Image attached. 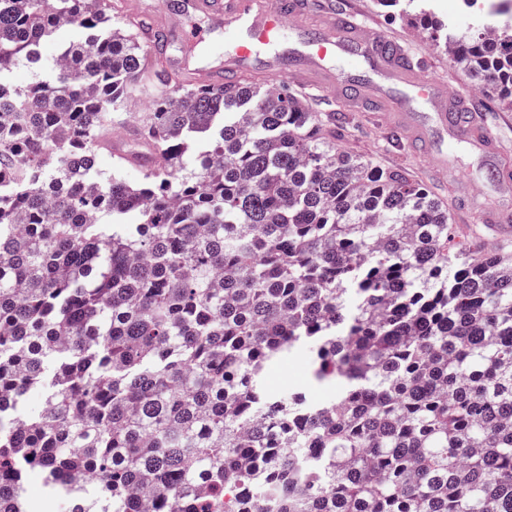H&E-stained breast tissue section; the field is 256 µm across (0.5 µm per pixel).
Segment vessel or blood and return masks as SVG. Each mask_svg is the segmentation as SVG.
Returning a JSON list of instances; mask_svg holds the SVG:
<instances>
[{"mask_svg":"<svg viewBox=\"0 0 512 512\" xmlns=\"http://www.w3.org/2000/svg\"><path fill=\"white\" fill-rule=\"evenodd\" d=\"M204 14L201 40L224 36V63L204 67L189 58L168 66L186 82L218 89L246 70L285 76L336 96L371 94L389 109L393 127L420 141V157L441 166L452 143L491 147V134L465 118L464 93L449 91L427 72L405 65V49L385 33L331 12L311 13L304 0H185L182 15L156 17L148 41L182 28V16ZM499 174L503 203L484 215L498 236L512 235V159L489 156Z\"/></svg>","mask_w":512,"mask_h":512,"instance_id":"b4317fda","label":"vessel or blood"}]
</instances>
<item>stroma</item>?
Wrapping results in <instances>:
<instances>
[{
	"mask_svg": "<svg viewBox=\"0 0 512 512\" xmlns=\"http://www.w3.org/2000/svg\"><path fill=\"white\" fill-rule=\"evenodd\" d=\"M361 19L369 27L383 30L399 42L411 56L419 59L428 73L448 86L464 89L472 107L476 108V123L488 129L496 146L512 153V103L498 97L488 81L452 70L448 57L437 48L428 35L413 28L406 18L391 9L378 8L373 0H355ZM433 12L449 21L455 31L464 32L476 25H501L498 16L486 15L480 0H429ZM312 111L341 112L345 115V132L338 147L352 155L373 160L385 168L405 169L415 179L430 187L447 202L454 221V240L474 256L486 255V245L494 233L481 217L483 208L498 202V182L489 175L490 166L484 153L461 144L448 154V173L440 177L427 162L394 144L391 131L382 124L378 112L347 111L344 102L315 88H303ZM494 242V241H493ZM270 393L281 394L291 389L306 392L313 400L332 397L335 385L317 383L306 356L298 355L272 363L265 379Z\"/></svg>",
	"mask_w": 512,
	"mask_h": 512,
	"instance_id": "obj_1",
	"label": "stroma"
}]
</instances>
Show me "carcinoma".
Masks as SVG:
<instances>
[{
  "mask_svg": "<svg viewBox=\"0 0 512 512\" xmlns=\"http://www.w3.org/2000/svg\"><path fill=\"white\" fill-rule=\"evenodd\" d=\"M115 14L0 0V512L33 469L49 512H512V261L452 250L444 201L336 148V114L175 86ZM415 18L512 101V28ZM141 84L153 158L106 178ZM301 352L335 397L265 389Z\"/></svg>",
  "mask_w": 512,
  "mask_h": 512,
  "instance_id": "cac0c4a2",
  "label": "carcinoma"
}]
</instances>
